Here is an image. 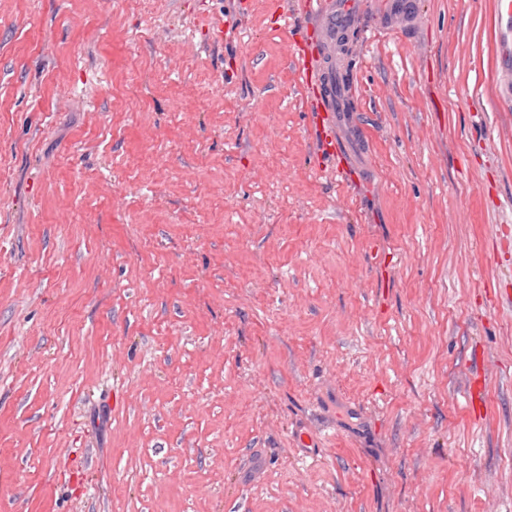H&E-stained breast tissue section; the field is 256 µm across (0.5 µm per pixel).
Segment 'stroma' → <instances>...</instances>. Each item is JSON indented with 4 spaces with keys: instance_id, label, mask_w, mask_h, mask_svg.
Masks as SVG:
<instances>
[{
    "instance_id": "1",
    "label": "stroma",
    "mask_w": 512,
    "mask_h": 512,
    "mask_svg": "<svg viewBox=\"0 0 512 512\" xmlns=\"http://www.w3.org/2000/svg\"><path fill=\"white\" fill-rule=\"evenodd\" d=\"M301 3L0 0V512H512L499 0H363L332 147Z\"/></svg>"
}]
</instances>
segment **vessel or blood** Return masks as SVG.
Listing matches in <instances>:
<instances>
[{
  "label": "vessel or blood",
  "mask_w": 512,
  "mask_h": 512,
  "mask_svg": "<svg viewBox=\"0 0 512 512\" xmlns=\"http://www.w3.org/2000/svg\"><path fill=\"white\" fill-rule=\"evenodd\" d=\"M302 9L317 19V40L310 51L297 46L292 62L306 91L309 111L331 123L336 110L335 82L324 77L323 55L326 48L335 44L337 34L356 26L360 16L353 0H304Z\"/></svg>",
  "instance_id": "vessel-or-blood-1"
}]
</instances>
